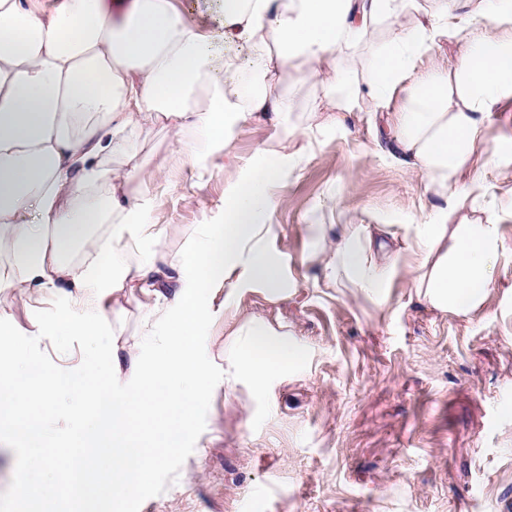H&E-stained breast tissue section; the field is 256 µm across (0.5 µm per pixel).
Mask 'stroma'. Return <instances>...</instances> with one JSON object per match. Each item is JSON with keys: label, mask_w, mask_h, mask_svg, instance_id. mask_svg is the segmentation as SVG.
<instances>
[{"label": "stroma", "mask_w": 512, "mask_h": 512, "mask_svg": "<svg viewBox=\"0 0 512 512\" xmlns=\"http://www.w3.org/2000/svg\"><path fill=\"white\" fill-rule=\"evenodd\" d=\"M281 90L296 108L281 121L256 115L224 135L209 172L188 165L149 189L143 223L152 238L132 239L127 256L177 260L205 230L224 223V196L243 184L265 149L309 132L310 146L274 187L266 247L286 286L274 294L243 289L232 301L200 276L210 301L198 357L221 380L199 399L180 456L155 469L134 495L114 497L92 484L53 499L49 512H505L512 506V97L487 119L493 165L464 201L472 217L494 216L502 247L495 285L481 309L432 311L403 269L383 294L352 288L327 265L346 228L381 224L396 238L432 218L439 199L399 162L383 136L388 115L357 112L322 121L324 90L287 68ZM151 165L184 152L163 126L137 136ZM196 184L187 195L188 184ZM19 335L0 355H20L65 383L39 425L53 446L74 449L93 415L78 411L69 387L88 364L109 363L112 342L148 358L150 310L119 299L107 332L79 336L55 324L57 298L13 292ZM245 319L297 352L271 366L255 389L234 364L226 339ZM55 335H46V328ZM48 487L41 448L0 434V512H14L18 482Z\"/></svg>", "instance_id": "obj_1"}]
</instances>
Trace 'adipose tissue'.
I'll list each match as a JSON object with an SVG mask.
<instances>
[{"mask_svg":"<svg viewBox=\"0 0 512 512\" xmlns=\"http://www.w3.org/2000/svg\"><path fill=\"white\" fill-rule=\"evenodd\" d=\"M418 0H224L220 34L189 21L178 0H0V335L17 333L7 288L48 294L78 335L101 331L119 293L151 298L164 356L124 367L113 343L108 367L88 365L74 387L79 407L93 409L81 462L47 450L44 462L60 490L79 481L133 493L145 476L175 458L192 426L195 399L220 383L196 362L199 329L210 312L198 275L208 272L225 296L285 286L263 242L271 189L302 147L266 151L245 185L224 198V225L178 261L158 256L135 264L125 253L140 223L147 189L166 167L139 160L135 131L152 125L176 139L197 135L183 161L206 167L224 147V131L259 113L288 114L280 74L301 61L308 79L325 83L327 122L339 123L372 101L389 111L390 148L420 170L425 193L444 198L440 220L411 224L412 256L377 240L359 224L337 242L332 263L353 287L370 293L405 272L434 310L478 309L493 285L501 239L494 219L462 215V201L480 179L474 156L486 144V119L512 97V0H435L414 30L373 51L362 69L324 77L330 55L369 42L376 25L414 9ZM458 48L455 62L434 61L442 39ZM249 48L262 79L253 92L235 48ZM428 67H420L423 57ZM248 375L263 388L267 366L283 359L278 342L258 328L238 327ZM61 378L19 377L0 359V427L36 441L33 414L52 412ZM106 451L109 468L96 454Z\"/></svg>","mask_w":512,"mask_h":512,"instance_id":"1","label":"adipose tissue"}]
</instances>
